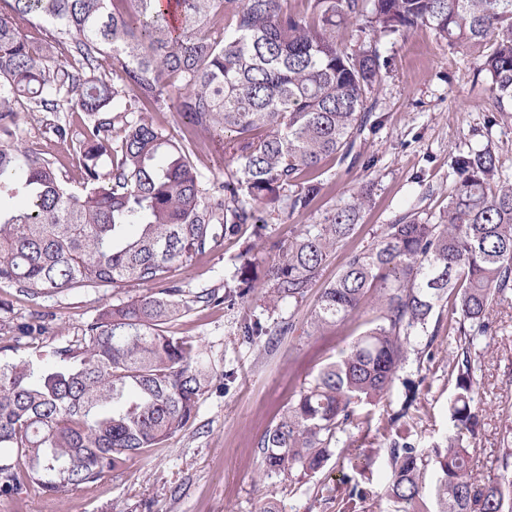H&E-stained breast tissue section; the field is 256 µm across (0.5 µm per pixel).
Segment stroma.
Masks as SVG:
<instances>
[{
	"label": "stroma",
	"mask_w": 512,
	"mask_h": 512,
	"mask_svg": "<svg viewBox=\"0 0 512 512\" xmlns=\"http://www.w3.org/2000/svg\"><path fill=\"white\" fill-rule=\"evenodd\" d=\"M378 48L389 61L373 98L384 122L358 142L363 165L347 168L327 161L319 171L326 185L324 196L308 211L287 223L272 224L263 239L244 227L223 247L197 258L191 265L174 266L169 280L184 287L218 288L230 278L241 256H248L258 271L271 261L270 246L291 238L309 224L322 223L334 209L343 207L353 193L368 188L369 202L355 233L337 249L323 267L320 281L336 277L352 250L368 248L385 225L408 213L437 222L448 206L456 176L450 167L449 148L491 145L504 174L512 176V116L493 118L490 92L474 74L481 61L449 48L433 30L419 27L405 36L380 38ZM20 126L29 145L50 153L68 170L77 164L66 144L46 130V116L17 104ZM142 287L73 288L31 302L15 289L0 286V327L42 323L46 338L24 339L18 352L78 344L84 325L99 309L141 295ZM314 300L283 304L263 310L257 298L227 309L197 306L188 316L169 324L177 337L190 338L212 353L219 368L234 374L227 388H214L202 396L198 412L181 433L160 447L126 462L122 470L96 484L64 495L28 490L0 496V512H260L275 501L281 512H336V485L348 473V459L372 451L373 463L363 482L369 491L367 512H393V506L376 493L387 472L383 449L389 416L405 397L404 385L416 382L420 395L409 410L407 422L419 444L441 440L448 433V402L454 380L448 374V337L438 336L432 360L409 359L388 402L370 407L372 430L362 437L351 428L324 468L312 475L283 477L265 472L257 443L267 427L287 408L300 388L312 384L319 371L366 329L365 318L311 330ZM257 315L272 329L271 340L243 342L237 327L243 317ZM494 333L487 348V370L479 384L484 410L480 442L472 453L474 475L484 478L501 451V438L512 430V303L495 306ZM292 322L294 333L279 336L278 324Z\"/></svg>",
	"instance_id": "stroma-1"
}]
</instances>
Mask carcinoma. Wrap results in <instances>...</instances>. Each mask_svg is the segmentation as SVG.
<instances>
[{
  "instance_id": "1",
  "label": "carcinoma",
  "mask_w": 512,
  "mask_h": 512,
  "mask_svg": "<svg viewBox=\"0 0 512 512\" xmlns=\"http://www.w3.org/2000/svg\"><path fill=\"white\" fill-rule=\"evenodd\" d=\"M291 2L0 0V199L20 198L0 204V285L31 300L153 285L244 225L261 239L268 225L309 210L322 195L316 173L326 159L370 167L356 147L381 125L371 95L386 62L374 44L350 51L338 40L352 19L367 17L382 35L425 26L449 47L483 56L477 74L493 107L512 112V0H301V10ZM21 100L53 115L50 131L78 162L82 192L24 139ZM70 112L86 116L75 132ZM158 112L181 116L180 133L157 123ZM206 139L224 142L216 182L196 164ZM449 157L456 183L439 222L409 213L385 225L323 288L311 327L334 326L367 304L375 315L261 436L268 471L315 474L338 433L369 427L358 407L382 402L410 354L432 347L438 329L428 331L429 321L449 300L448 436L427 448L414 443L404 418L418 386H408L389 418L384 496L398 512H512V436L482 481L469 452L493 307L512 301V179L489 146ZM367 199L358 192L323 223L272 243L264 274L243 262L222 295L174 283L103 307L80 344L54 349L51 362L1 361L0 450L9 453H0V495L80 489L182 431L217 368L166 325L199 304L232 307L256 288L273 308L306 300ZM238 332L253 343L268 328L255 317ZM366 499L349 476L336 485L337 512H361Z\"/></svg>"
}]
</instances>
